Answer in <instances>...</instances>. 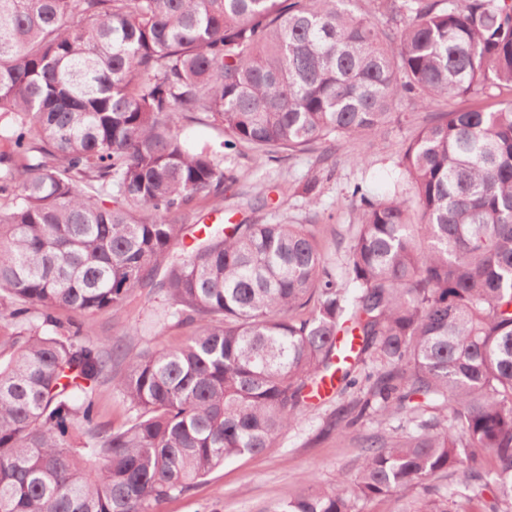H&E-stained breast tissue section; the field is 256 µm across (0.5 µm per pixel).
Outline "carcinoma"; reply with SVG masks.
Masks as SVG:
<instances>
[{"label": "carcinoma", "instance_id": "1", "mask_svg": "<svg viewBox=\"0 0 512 512\" xmlns=\"http://www.w3.org/2000/svg\"><path fill=\"white\" fill-rule=\"evenodd\" d=\"M492 87L512 93V0H0V322L20 328L0 336V512H155L273 447L325 383L357 392L326 429L396 425L272 512L418 487L414 512H512V97L434 113L407 188L353 187L340 271L303 224L178 222L236 181L182 120L276 161ZM139 288L191 328L180 346L53 316ZM107 383L135 411L118 428ZM455 469L463 489L430 487ZM179 125L183 134L201 142L218 144L227 139L223 128L212 125L207 121H183ZM97 401L103 420L111 425L118 426L129 416L128 406L117 393L112 391V386L109 384L99 388Z\"/></svg>", "mask_w": 512, "mask_h": 512}]
</instances>
